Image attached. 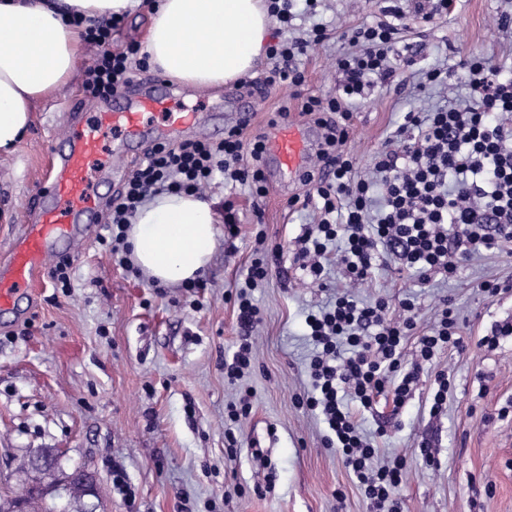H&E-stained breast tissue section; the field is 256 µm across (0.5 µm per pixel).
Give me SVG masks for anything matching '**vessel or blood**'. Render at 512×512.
Masks as SVG:
<instances>
[{"mask_svg":"<svg viewBox=\"0 0 512 512\" xmlns=\"http://www.w3.org/2000/svg\"><path fill=\"white\" fill-rule=\"evenodd\" d=\"M179 100L160 76L136 75L129 85L101 101L92 122L75 121L60 145L52 147V203L38 208L36 222L25 225L13 243L7 274L0 278V307L11 304L18 292L32 285L53 243L72 236L77 225L94 222L103 196L95 191L92 174L104 133L120 132V145L127 150L148 139L179 135L201 121L199 113L176 111ZM150 112L163 113L164 123L146 121ZM264 143L266 164L289 180L302 177L311 150L307 127L292 121L271 126Z\"/></svg>","mask_w":512,"mask_h":512,"instance_id":"obj_1","label":"vessel or blood"}]
</instances>
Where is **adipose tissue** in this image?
Here are the masks:
<instances>
[{
	"mask_svg": "<svg viewBox=\"0 0 512 512\" xmlns=\"http://www.w3.org/2000/svg\"><path fill=\"white\" fill-rule=\"evenodd\" d=\"M140 0H0V155L17 151L36 104L75 74L95 20L133 14ZM271 36L266 0H159L146 51L170 78L195 88L249 75ZM218 218L196 194L163 192L126 230L128 257L156 284L202 276L217 245Z\"/></svg>",
	"mask_w": 512,
	"mask_h": 512,
	"instance_id": "ef3b65f1",
	"label": "adipose tissue"
}]
</instances>
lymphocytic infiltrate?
I'll list each match as a JSON object with an SVG mask.
<instances>
[{"mask_svg": "<svg viewBox=\"0 0 512 512\" xmlns=\"http://www.w3.org/2000/svg\"><path fill=\"white\" fill-rule=\"evenodd\" d=\"M458 0H416L412 11L398 5L381 9L374 24L353 28L349 48L336 59L343 80L336 95L310 96L301 112L315 117L324 131V149L303 179L308 192L302 205L314 209L315 223L301 237L299 257L312 276L321 277L328 255H335L352 283L371 280L380 253H387L419 280L438 273L455 277L461 264L486 251L512 256V78L503 77L483 56L460 60L470 90L462 108L446 105L408 112L392 144L377 153L370 178L356 175L357 161L347 150L346 119L352 107L377 85L394 82V59L402 52L397 37L412 18L447 15ZM121 26L110 18L90 27L85 41L95 50L87 68L85 91L102 100L126 84L132 69H150L147 52L131 42L111 49ZM312 40L282 39L270 45L264 86H298L303 74L298 57ZM264 142H244L241 127L218 141L187 139L175 146L154 145L109 204L106 221L113 243H122L138 206L160 191L203 193L215 178L247 187L253 199L268 193L262 168ZM268 257L254 260L235 293L240 325L246 335L224 364L229 383L251 365L248 337L260 320L250 291L269 277ZM404 317L393 318L384 298L370 302L350 292L309 315L306 324L318 352L310 363L312 392L304 404L317 412L329 431L328 447L342 456L369 503L371 512H403L396 490L406 476L404 457L379 460L371 438L360 430L355 408H371L377 399L401 409L424 365L444 350L463 351L458 316L440 299L435 324L415 335V303L404 299ZM417 359L406 363L407 342Z\"/></svg>", "mask_w": 512, "mask_h": 512, "instance_id": "1", "label": "lymphocytic infiltrate"}]
</instances>
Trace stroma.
Instances as JSON below:
<instances>
[{
  "label": "stroma",
  "instance_id": "35a3bbf8",
  "mask_svg": "<svg viewBox=\"0 0 512 512\" xmlns=\"http://www.w3.org/2000/svg\"><path fill=\"white\" fill-rule=\"evenodd\" d=\"M379 0H319L309 8L294 0L288 37L314 27L329 37L301 58V86L271 87L243 131L263 136L281 108L298 115L305 97L335 92L341 76L336 58L347 47L349 29L376 21ZM512 0H464L444 19L418 21L402 40L414 64L402 85L377 86L352 110L346 147L359 176L369 175L374 157L393 137L404 112L426 111L466 96L454 78L447 88L417 93L424 71L454 72L460 59L478 53L512 77V29H499ZM77 71L55 96L39 102L18 151L0 156V270L11 244L34 213L33 196L47 197L51 146L68 128L70 95L83 92ZM248 94L245 81L229 87L186 88L183 104L202 113L193 137H215L237 123L225 111L227 91ZM268 193L253 201L247 189L215 180L206 194L217 211L232 207L237 234H220L203 288H161L112 254L102 227L88 225L78 243H58L37 287L0 310V490L16 494L30 475L23 458L53 449L63 469L95 473L96 512H370L334 449L325 447L327 427L300 403L311 389L308 363L315 352L306 318L350 287L348 275L328 261L314 279L297 260L299 241L312 209L289 207L302 194L297 182L267 175ZM279 249L278 271L254 292L260 322L251 333L254 358L236 384L224 377V357L239 341L234 293L255 256V236ZM70 266L61 287L49 270ZM512 279V257L484 253L456 277L428 281L380 264L371 281L355 289L371 301L385 298L392 316L402 299L414 298L417 329H430L438 299L449 298L459 315L463 352H444L434 366L451 386L446 410L430 415V374H421L407 405L378 402L357 409L381 458L398 454L409 473L397 490L405 512H512V337L499 347L480 338L496 321H512V293L491 301L478 289L486 280ZM248 397L250 411L234 423L236 453H229L224 422L230 405ZM428 446L438 466L419 453ZM122 484H115L114 474Z\"/></svg>",
  "mask_w": 512,
  "mask_h": 512
}]
</instances>
